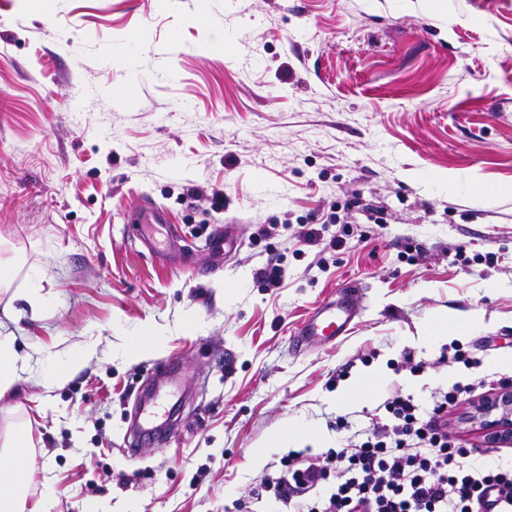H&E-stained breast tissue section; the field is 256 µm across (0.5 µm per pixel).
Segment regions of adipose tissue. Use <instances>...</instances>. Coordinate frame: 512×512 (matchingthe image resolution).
I'll return each mask as SVG.
<instances>
[{
  "label": "adipose tissue",
  "instance_id": "ef3b65f1",
  "mask_svg": "<svg viewBox=\"0 0 512 512\" xmlns=\"http://www.w3.org/2000/svg\"><path fill=\"white\" fill-rule=\"evenodd\" d=\"M29 442V430L18 429L0 444V512H50L49 496L33 502L27 499L31 481L26 457Z\"/></svg>",
  "mask_w": 512,
  "mask_h": 512
}]
</instances>
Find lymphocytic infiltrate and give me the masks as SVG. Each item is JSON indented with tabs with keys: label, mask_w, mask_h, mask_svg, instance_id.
Returning <instances> with one entry per match:
<instances>
[{
	"label": "lymphocytic infiltrate",
	"mask_w": 512,
	"mask_h": 512,
	"mask_svg": "<svg viewBox=\"0 0 512 512\" xmlns=\"http://www.w3.org/2000/svg\"><path fill=\"white\" fill-rule=\"evenodd\" d=\"M457 400V390L439 391L423 411L388 394L386 422L355 431L353 447L320 459L289 453L285 470L260 486L289 512H512V469L448 440L441 421Z\"/></svg>",
	"instance_id": "lymphocytic-infiltrate-1"
}]
</instances>
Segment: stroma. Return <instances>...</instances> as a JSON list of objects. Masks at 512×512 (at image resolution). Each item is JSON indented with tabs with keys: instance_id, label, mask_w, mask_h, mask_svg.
<instances>
[{
	"instance_id": "stroma-1",
	"label": "stroma",
	"mask_w": 512,
	"mask_h": 512,
	"mask_svg": "<svg viewBox=\"0 0 512 512\" xmlns=\"http://www.w3.org/2000/svg\"><path fill=\"white\" fill-rule=\"evenodd\" d=\"M46 9H0V259L13 265L0 335L28 364L0 400V440L31 432L29 500L49 484L52 512H236L241 499L269 512L262 476L289 451L346 445L338 417L366 424L388 391L427 409L456 384L450 438L512 466V446L486 447L471 418L512 378L498 364L512 356V0ZM146 206L166 214V254L136 235ZM228 225L237 248L212 266L207 242ZM323 227L340 247H297V231ZM272 256L278 288L258 274ZM350 281L348 331L293 350ZM435 314L458 333L426 342ZM144 336L150 349L124 356ZM454 342L478 366L442 362ZM406 351L423 373L390 368ZM167 360L178 412L163 444L129 457Z\"/></svg>"
}]
</instances>
